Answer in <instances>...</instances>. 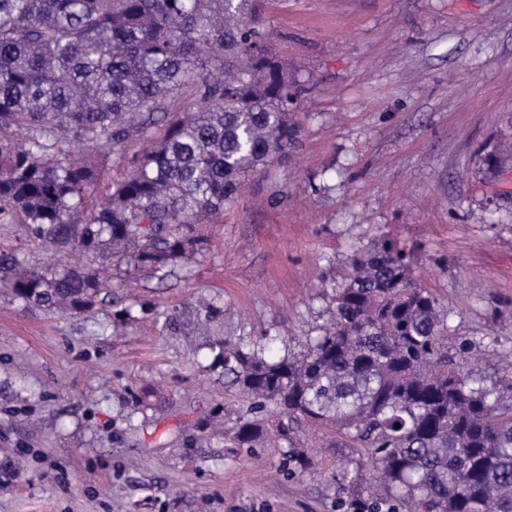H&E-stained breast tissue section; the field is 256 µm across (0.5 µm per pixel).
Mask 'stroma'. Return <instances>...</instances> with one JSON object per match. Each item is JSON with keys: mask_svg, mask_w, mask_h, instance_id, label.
Returning <instances> with one entry per match:
<instances>
[{"mask_svg": "<svg viewBox=\"0 0 512 512\" xmlns=\"http://www.w3.org/2000/svg\"><path fill=\"white\" fill-rule=\"evenodd\" d=\"M265 25L304 86L298 142L206 225L164 275L104 263L111 297L81 314L0 296V512H343L359 449L305 438L225 456L207 424L234 402L211 336L300 349L328 317L325 279L380 238L454 336L467 368L512 376V0H271ZM221 308L217 321L197 297ZM162 388L138 406L129 389Z\"/></svg>", "mask_w": 512, "mask_h": 512, "instance_id": "obj_1", "label": "stroma"}]
</instances>
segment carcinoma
Masks as SVG:
<instances>
[{
	"mask_svg": "<svg viewBox=\"0 0 512 512\" xmlns=\"http://www.w3.org/2000/svg\"><path fill=\"white\" fill-rule=\"evenodd\" d=\"M262 0H0V224L44 250L80 249L158 271L205 249L196 228L298 138L303 88L261 30ZM141 144L131 154L127 147ZM116 155L118 180L95 164ZM107 281L93 263L35 268L0 248V294L81 313ZM329 327L276 359L226 335L212 368L241 398L227 454L282 449L308 469L303 429L365 452L378 486L345 512H512V379L457 358L448 313L382 239L331 285Z\"/></svg>",
	"mask_w": 512,
	"mask_h": 512,
	"instance_id": "cac0c4a2",
	"label": "carcinoma"
}]
</instances>
